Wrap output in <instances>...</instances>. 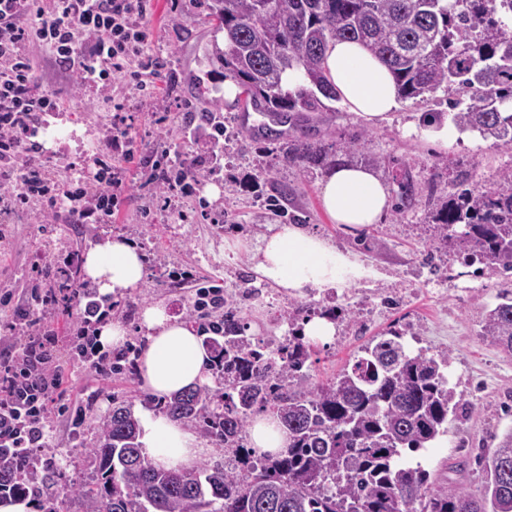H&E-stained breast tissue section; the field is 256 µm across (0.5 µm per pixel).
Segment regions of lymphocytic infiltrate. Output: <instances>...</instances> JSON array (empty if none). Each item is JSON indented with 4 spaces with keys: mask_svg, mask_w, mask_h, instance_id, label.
<instances>
[{
    "mask_svg": "<svg viewBox=\"0 0 512 512\" xmlns=\"http://www.w3.org/2000/svg\"><path fill=\"white\" fill-rule=\"evenodd\" d=\"M150 8L151 0H0L1 202L22 207L41 201L50 222L63 217L72 224L111 223L126 189L122 162L133 154L127 131L121 121H113L92 167L80 170L67 184L37 179L45 161L35 155L31 143L36 120L39 113L56 110L60 100L36 83L27 47L39 44L75 84L106 90L113 76L121 75L132 89L146 94L149 74L160 67L146 52ZM182 137L206 142L211 167L202 171L188 159L167 153L153 159L152 167L175 173L167 187L185 194L221 169L223 113H205L199 125L187 121ZM50 268L43 256H34L29 289L19 296L0 295V307L13 313L8 330L25 339L0 351V448L23 455L50 447L52 410L63 399V376L52 363L58 338L45 330L37 311L58 306L71 311V352L86 369L99 374L108 369L99 346L87 335L98 332L104 318L111 316V302L98 298L82 280L70 288L42 291L39 280Z\"/></svg>",
    "mask_w": 512,
    "mask_h": 512,
    "instance_id": "1",
    "label": "lymphocytic infiltrate"
}]
</instances>
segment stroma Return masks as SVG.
Returning <instances> with one entry per match:
<instances>
[{
    "label": "stroma",
    "instance_id": "obj_1",
    "mask_svg": "<svg viewBox=\"0 0 512 512\" xmlns=\"http://www.w3.org/2000/svg\"><path fill=\"white\" fill-rule=\"evenodd\" d=\"M207 5L208 0H154L145 24L152 32L148 52L163 64L156 94L148 98L129 93L118 112L104 94L76 89L54 60L38 54L40 83L61 101L57 111L42 113L40 120L60 134L57 142L43 147L48 170L57 183L69 181L90 165L93 149L117 119L128 129L133 149L124 163L130 196L108 224H46L37 203L10 209L0 239V293L22 292L35 252L60 263L69 252L85 254L105 237L118 235L132 240L146 256L143 284L112 301L113 319L128 330L126 348L144 344V307L160 302L173 315L185 317L193 304L195 279L232 295L254 336L264 340L288 331L279 309L296 307L306 316L324 306L342 308L334 339L313 345L310 375L301 382L305 388L333 380L373 337L399 331L413 349L449 353V386L460 404L449 417L447 433L419 458L439 480L460 482L480 493L485 474L477 459L492 450L494 435L512 429V357L482 335V320L499 291L512 289V271L489 263L475 268L465 262L463 253L441 248L433 214L459 183L470 188L493 186L504 169H512V149L476 133L445 147L410 133V126L419 124L425 113H449L448 102L456 93L442 89L427 102L401 100L389 118L372 126L336 101L325 112L269 123L267 135L247 131L238 122L236 109L223 104L224 79L214 55L216 36ZM173 71L182 76L176 87L170 83ZM199 109L224 113L219 192L214 195L200 186L190 196L166 202L150 178V160L164 148L198 167H209L204 145L180 135L189 111ZM304 131L331 152L356 137L364 138L363 148L350 161L373 168L389 187L392 208L380 223L353 234L324 211L320 181L326 166L288 164L279 152L280 143ZM402 178L412 185L405 197L398 187ZM282 184L292 188V196H279ZM274 204L280 205L282 215L300 216L303 225L331 244L379 269L382 279L349 288L340 296L331 292L302 300L269 287L256 295L247 293L249 257L225 250L224 240L236 235L258 245L266 227L280 221L281 215L270 210ZM219 213L224 216L220 224L214 221ZM56 363L64 374L69 412L54 416L52 444L62 481L77 483L91 474L84 450L93 436L74 427V412L82 409L102 419L111 415L116 402L138 410L145 406L144 392L136 375L86 370L70 359L63 344Z\"/></svg>",
    "mask_w": 512,
    "mask_h": 512
}]
</instances>
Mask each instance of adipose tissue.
<instances>
[{
	"label": "adipose tissue",
	"instance_id": "1",
	"mask_svg": "<svg viewBox=\"0 0 512 512\" xmlns=\"http://www.w3.org/2000/svg\"><path fill=\"white\" fill-rule=\"evenodd\" d=\"M327 77L350 110L366 122L386 118L400 96L387 66L360 43L337 41L324 59ZM324 210L346 231H361L379 223L389 206L387 186L373 169L355 164L331 168L320 183ZM226 246L252 251L250 268L258 282L289 296L305 299L380 279V272L319 233L299 224H275L261 236L257 250L230 237ZM82 273L101 296H121L138 288L146 275L144 254L126 239L109 237L87 250ZM140 324L145 344L137 360L142 390L161 399L195 385L212 384L210 354L195 328L166 306L143 309ZM145 451L166 469L192 468L205 453L199 437L167 415L145 410L140 414Z\"/></svg>",
	"mask_w": 512,
	"mask_h": 512
}]
</instances>
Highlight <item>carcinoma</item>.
Listing matches in <instances>:
<instances>
[{
    "mask_svg": "<svg viewBox=\"0 0 512 512\" xmlns=\"http://www.w3.org/2000/svg\"><path fill=\"white\" fill-rule=\"evenodd\" d=\"M224 33L216 59L244 88L245 105L282 117L322 112L338 99L323 70L329 43L363 44L390 69L403 98L457 86L454 123L512 148V0H211ZM303 83L288 87V73ZM291 163L323 158L314 144L282 148ZM439 239L470 258L512 270V169L493 189L453 194L436 213ZM79 274L56 267L63 288ZM486 311L482 335L512 355V291ZM189 320L196 319L194 314ZM198 320V319H196ZM281 362H260L263 342L231 301L198 320L212 352L216 387L196 386L159 401L171 418L195 426L235 466L163 469L146 455L132 405L112 407L86 455L93 476L58 485L55 463L24 461L0 448V496L41 498L48 512H512V429L481 460L479 496L443 484L402 455L448 431L456 411L440 351L411 350L397 331L378 336L336 379L307 389L312 349L296 313H288ZM270 410L288 436L277 455L243 445L254 409Z\"/></svg>",
    "mask_w": 512,
    "mask_h": 512,
    "instance_id": "carcinoma-1",
    "label": "carcinoma"
}]
</instances>
